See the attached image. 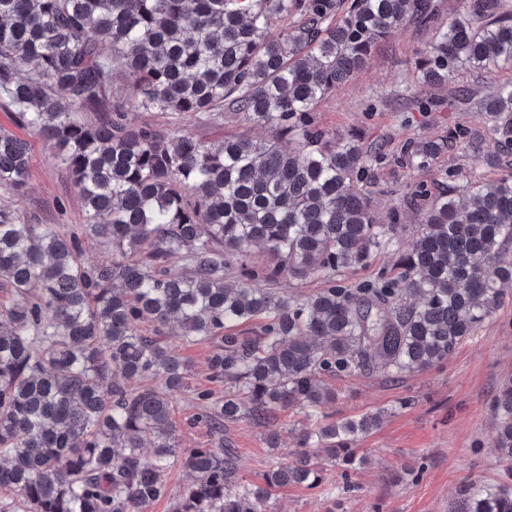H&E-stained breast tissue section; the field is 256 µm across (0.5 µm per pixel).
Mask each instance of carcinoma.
<instances>
[{
  "label": "carcinoma",
  "instance_id": "cac0c4a2",
  "mask_svg": "<svg viewBox=\"0 0 512 512\" xmlns=\"http://www.w3.org/2000/svg\"><path fill=\"white\" fill-rule=\"evenodd\" d=\"M462 4L416 62L423 87L512 69V15L499 0ZM437 16L436 0H0V102L64 165L84 219L66 230L0 209V512H144L171 495L175 467L198 474L175 512H267L275 489L354 464L384 418L321 420L329 381L430 370L476 335L512 288V82L448 96L483 113L488 136L456 124L407 145L418 168L461 144L496 174L459 186L448 168L434 196L416 185L422 216L403 248L400 214L382 224L372 207L382 156L313 115L389 33ZM120 68L136 77L128 101L169 115L167 128L127 121ZM226 110L269 138L204 141L182 126ZM30 162L0 128V188L23 193ZM89 242L111 260L83 263ZM380 253L395 264L348 281ZM282 277L324 287L298 298L271 288ZM172 322L181 343L213 345L224 394L194 399L215 448L181 447L171 393L189 369L162 338ZM253 322L254 335L228 333ZM288 410L309 422L295 460L244 482L224 428L245 418L277 448ZM491 411L512 472V377ZM452 512H512V494L465 483Z\"/></svg>",
  "mask_w": 512,
  "mask_h": 512
}]
</instances>
